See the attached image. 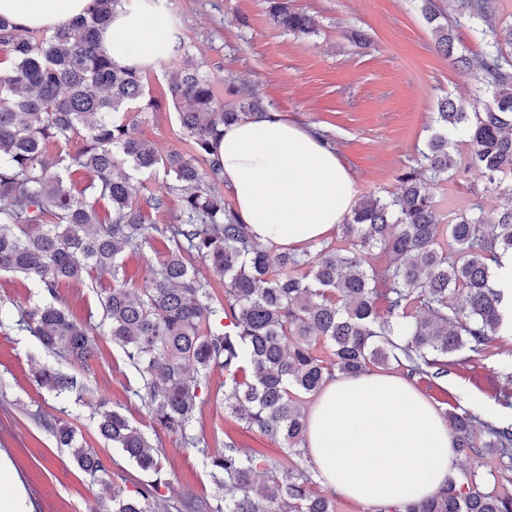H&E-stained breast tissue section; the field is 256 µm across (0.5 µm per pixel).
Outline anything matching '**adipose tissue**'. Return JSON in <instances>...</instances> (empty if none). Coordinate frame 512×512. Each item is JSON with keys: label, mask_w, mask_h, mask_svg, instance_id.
I'll return each mask as SVG.
<instances>
[{"label": "adipose tissue", "mask_w": 512, "mask_h": 512, "mask_svg": "<svg viewBox=\"0 0 512 512\" xmlns=\"http://www.w3.org/2000/svg\"><path fill=\"white\" fill-rule=\"evenodd\" d=\"M90 4L0 0V15L52 30ZM164 26L160 17L118 10L100 40L117 65L150 68L162 58ZM218 154L238 217L257 242L295 249L329 239L353 205L354 180L335 150L316 127L279 113L225 128ZM308 453L326 486L379 512L433 496L457 464L440 410L403 376L374 371L321 390L309 410Z\"/></svg>", "instance_id": "1"}]
</instances>
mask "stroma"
Instances as JSON below:
<instances>
[{"instance_id": "obj_1", "label": "stroma", "mask_w": 512, "mask_h": 512, "mask_svg": "<svg viewBox=\"0 0 512 512\" xmlns=\"http://www.w3.org/2000/svg\"><path fill=\"white\" fill-rule=\"evenodd\" d=\"M291 6L314 18L313 33L299 37L274 27L265 0H168L176 30L191 49L188 56L162 59L147 70L146 87L159 106L131 113L138 135L162 153L189 151L169 76L197 66L225 103L235 102V89L252 87L267 111L327 134L353 175L357 195L395 191L398 174L412 164L432 133L438 101L448 96L474 109L471 77L436 51L421 0H291ZM358 31L369 36L367 47L353 42ZM483 184L477 171L461 168L431 185L442 223L477 204L487 210L504 204L499 195L474 194V187ZM110 286V280L89 277L60 285L57 296L74 319L95 328L101 322L100 295ZM42 298L33 281L0 273V457L10 460L11 478L23 488L29 512H111L112 503L102 498L99 483L78 467L67 449L57 447L46 424L60 418L77 426L98 453L104 479L134 491L147 482V474L96 433L89 413L91 404L104 397L149 429L147 411L135 395L140 379L109 337H99L96 355L82 368L17 330L20 309ZM498 344L502 354L481 361L464 363L459 355H450L447 379H422L417 388L439 410L461 406L512 423V406L502 403L504 395L512 396V336L499 337ZM38 364L86 377V391L55 396L32 378L31 369ZM195 433L207 446L223 445L230 437L268 457L283 455L278 444L227 417L211 399L196 409ZM162 446L164 499L175 503L214 494L204 449L184 447L168 435Z\"/></svg>"}]
</instances>
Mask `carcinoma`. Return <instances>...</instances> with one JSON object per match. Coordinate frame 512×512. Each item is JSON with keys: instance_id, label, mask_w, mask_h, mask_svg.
Masks as SVG:
<instances>
[{"instance_id": "carcinoma-1", "label": "carcinoma", "mask_w": 512, "mask_h": 512, "mask_svg": "<svg viewBox=\"0 0 512 512\" xmlns=\"http://www.w3.org/2000/svg\"><path fill=\"white\" fill-rule=\"evenodd\" d=\"M498 0H455L461 17L488 20ZM165 15L164 0H92L88 13L41 33L0 17V49L15 60L0 76V272L33 280L47 298L27 306L18 329L49 351L83 366L94 355L96 333L55 302L62 283L95 274L112 280L101 295L100 327L141 379L136 395L152 425L147 432L102 398L90 414L99 435L155 479L128 494L102 482L112 512H336V496L315 490L317 473L297 459L306 451L305 399L338 376L394 368L409 380L448 374V356L492 355L498 336L512 335V300L494 288L495 266L512 255V204L439 223L427 185L457 167L455 132L464 162L484 178V190L512 196V27L482 30L486 50L473 62L458 54L453 20L439 0H423L435 47L474 74L467 112L450 97L438 102V128L414 164L397 176L399 190L362 196L341 224L336 242L284 251L252 239L248 225L214 188L222 182L215 151L224 128L256 115L260 99L243 93L226 106L196 68L171 76L172 97L191 151L160 153L137 135L131 112L157 107L146 94L144 70L119 66L99 31L118 9ZM273 24L298 36L316 23L289 0H269ZM55 146L53 161L47 160ZM163 172L152 191L124 172ZM74 169L92 175L89 194H76ZM180 200L176 222H152ZM106 202L107 215L99 203ZM167 250L150 266L145 285L130 292L121 257L138 251L151 233ZM379 251L371 264L366 254ZM224 284L219 295L199 277L194 260ZM224 370L214 398L224 411L282 443L281 459L245 450L231 440L207 455L215 494L163 503L159 432L193 448L196 408L210 389L212 368ZM38 385L60 396L85 384L50 366L34 373ZM459 455H496L498 476L512 483V424L484 421L467 410L443 413ZM59 448L93 480L101 462L76 427L47 424ZM264 478H258V471ZM405 512H512V494L488 487L474 472L448 477L435 496Z\"/></svg>"}]
</instances>
